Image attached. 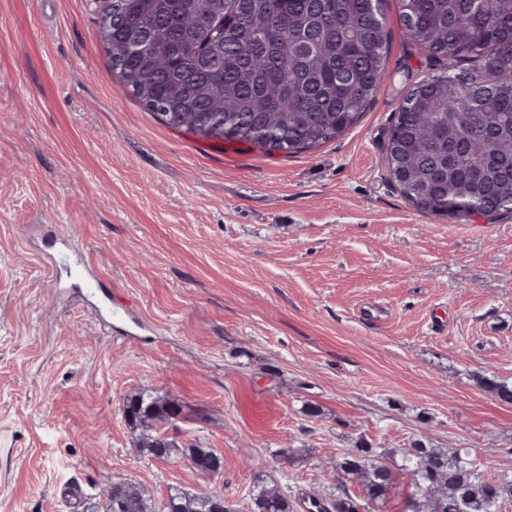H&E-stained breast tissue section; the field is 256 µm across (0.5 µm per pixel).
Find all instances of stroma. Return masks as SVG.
<instances>
[{"mask_svg":"<svg viewBox=\"0 0 512 512\" xmlns=\"http://www.w3.org/2000/svg\"><path fill=\"white\" fill-rule=\"evenodd\" d=\"M103 5L0 0V512H102L121 479L249 512L260 471L325 500L362 442L512 475V404L480 384L512 383V216L439 218L390 181V119L432 72L398 0L380 94L289 155L149 112L112 69ZM140 391L183 404L167 432L216 449L219 476L139 453Z\"/></svg>","mask_w":512,"mask_h":512,"instance_id":"1","label":"stroma"}]
</instances>
